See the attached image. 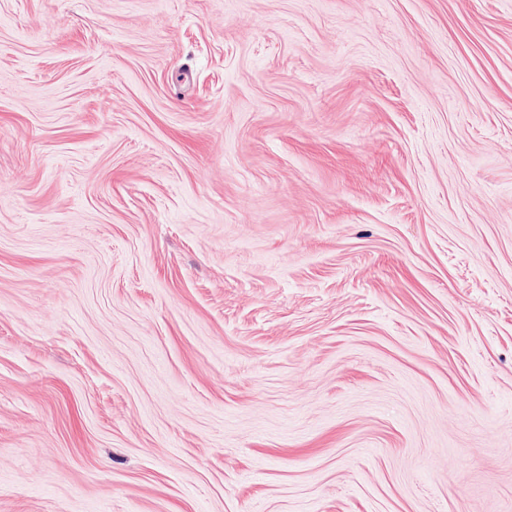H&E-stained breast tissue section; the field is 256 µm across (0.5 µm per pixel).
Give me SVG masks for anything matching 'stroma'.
<instances>
[{"mask_svg":"<svg viewBox=\"0 0 512 512\" xmlns=\"http://www.w3.org/2000/svg\"><path fill=\"white\" fill-rule=\"evenodd\" d=\"M0 512H512V0H0Z\"/></svg>","mask_w":512,"mask_h":512,"instance_id":"35a3bbf8","label":"stroma"}]
</instances>
